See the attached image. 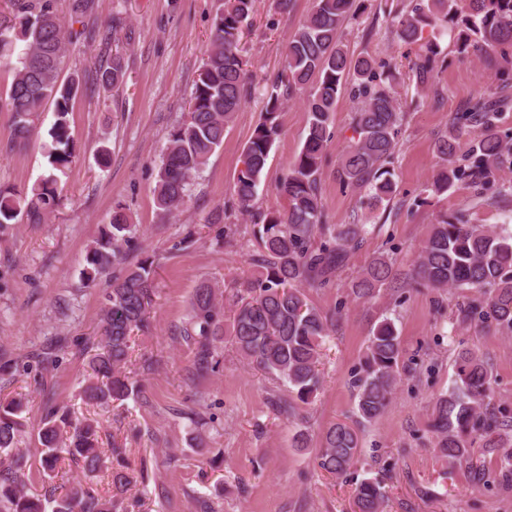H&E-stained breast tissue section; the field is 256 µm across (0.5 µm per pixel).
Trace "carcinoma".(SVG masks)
<instances>
[{"label":"carcinoma","instance_id":"cac0c4a2","mask_svg":"<svg viewBox=\"0 0 512 512\" xmlns=\"http://www.w3.org/2000/svg\"><path fill=\"white\" fill-rule=\"evenodd\" d=\"M12 18L0 21V69L11 72L4 106L11 112L15 138L25 141L35 128L43 105L55 106L46 157L52 169L64 171L72 162L69 114L80 79L60 80L66 30L52 0H8ZM254 0H224L217 13L210 47L190 95L184 119L170 131L154 188L157 208L170 213L188 197L192 180L223 145L224 131L235 112L252 97L245 62L239 54L243 32L250 25ZM362 0H315L313 11L288 37L283 68L267 80L262 94V117L243 150L244 169L235 186L237 203L258 226L262 247L258 278L243 289L236 302L229 336L237 351L287 391L306 403L321 386L318 369L321 346L336 314L313 306L303 289L329 285L349 255L370 230L365 224H327L321 198L326 150L333 138L330 115L342 92L356 102L355 138L336 168L339 183L364 194L367 207L388 208L398 184L390 169L402 130L403 113L387 82L392 73L371 56L353 59L342 47L344 25L358 17ZM75 17L95 15L96 0H71ZM451 24L461 54L512 47V0H421L411 11L391 17L399 42L419 46L414 69L420 84L433 78L441 63L439 45L424 41L426 29ZM99 82L118 87L125 79L123 55L115 53L99 65ZM302 90L308 91L309 126L305 141L281 175L277 189L286 200L283 209L252 210L272 146L280 133L279 116ZM502 104L478 99L455 113L448 131L435 143L444 161L417 203L441 195L459 182L485 186L490 176L512 167V133L500 130ZM478 133L468 152L456 160L459 139ZM58 177L51 175L26 190L0 185V230L14 224H43L54 211ZM135 225L121 206L112 211L88 247L82 280L91 285L121 264L124 247ZM154 261L145 258L112 279L101 307L100 340L91 348L82 390L86 402H123L134 386L123 373L131 335L147 327L153 289ZM476 290L483 299L460 310L461 321L492 319L512 331V234L469 222L463 211L435 219L412 268L400 273L391 258H374L352 282V294L371 298L382 287ZM222 303L214 287L195 289L184 336L194 340L200 370H214ZM403 348L395 322L382 319L371 331L358 373L354 375L357 412L365 422L377 419L388 405L400 376ZM452 389L436 398L433 430L442 457L453 466L472 461L474 436L487 451L502 448L500 428L505 419L494 407L492 372L487 361L462 350L456 357ZM20 400L0 403V512H119L123 501L95 494L91 482L106 471L112 486L123 493L132 484L125 467L108 465L100 448L101 424L96 419H73L63 407H51L39 429L41 479L49 483L43 496L30 495L20 471L27 465L17 447L23 427ZM358 432L345 423L330 426L322 438L319 467L342 475L356 461ZM80 466L82 477L67 485L54 484L58 463ZM386 495L377 481L365 480L356 489L357 512H383Z\"/></svg>","mask_w":512,"mask_h":512}]
</instances>
